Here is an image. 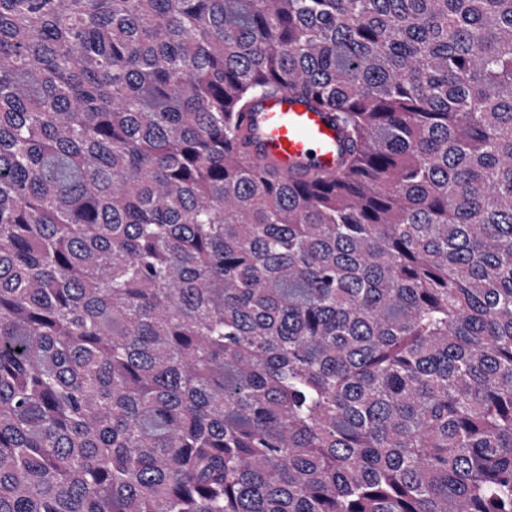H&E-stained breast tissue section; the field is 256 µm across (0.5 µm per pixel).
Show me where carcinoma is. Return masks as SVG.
Returning a JSON list of instances; mask_svg holds the SVG:
<instances>
[{"label": "carcinoma", "mask_w": 512, "mask_h": 512, "mask_svg": "<svg viewBox=\"0 0 512 512\" xmlns=\"http://www.w3.org/2000/svg\"><path fill=\"white\" fill-rule=\"evenodd\" d=\"M0 512H512V0H0ZM254 129L246 159L266 156L275 174L290 181L310 176V166L336 167L339 132L328 112L309 106L296 93L284 90L262 100L247 118Z\"/></svg>", "instance_id": "1"}]
</instances>
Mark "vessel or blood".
I'll return each mask as SVG.
<instances>
[{
	"mask_svg": "<svg viewBox=\"0 0 512 512\" xmlns=\"http://www.w3.org/2000/svg\"><path fill=\"white\" fill-rule=\"evenodd\" d=\"M247 125L254 131L246 157H266L280 178H307L310 166L336 165L339 132L329 113L309 106L296 93L284 91L262 100L250 113Z\"/></svg>",
	"mask_w": 512,
	"mask_h": 512,
	"instance_id": "obj_1",
	"label": "vessel or blood"
}]
</instances>
